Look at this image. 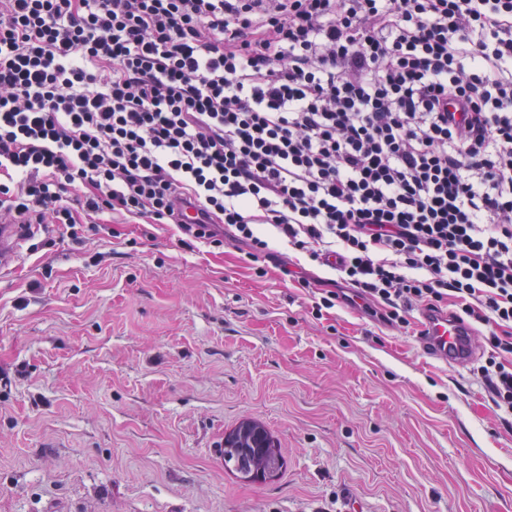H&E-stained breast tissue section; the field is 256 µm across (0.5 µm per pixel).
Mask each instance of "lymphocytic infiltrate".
Instances as JSON below:
<instances>
[{
	"mask_svg": "<svg viewBox=\"0 0 512 512\" xmlns=\"http://www.w3.org/2000/svg\"><path fill=\"white\" fill-rule=\"evenodd\" d=\"M1 213L259 277L289 248L399 325L455 305L512 415V0H0Z\"/></svg>",
	"mask_w": 512,
	"mask_h": 512,
	"instance_id": "1",
	"label": "lymphocytic infiltrate"
}]
</instances>
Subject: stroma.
<instances>
[{
	"mask_svg": "<svg viewBox=\"0 0 512 512\" xmlns=\"http://www.w3.org/2000/svg\"><path fill=\"white\" fill-rule=\"evenodd\" d=\"M170 224L39 226L0 277V512H512V422L408 325ZM253 420L284 465L214 454Z\"/></svg>",
	"mask_w": 512,
	"mask_h": 512,
	"instance_id": "obj_1",
	"label": "stroma"
}]
</instances>
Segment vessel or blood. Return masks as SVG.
<instances>
[{
  "instance_id": "obj_1",
  "label": "vessel or blood",
  "mask_w": 512,
  "mask_h": 512,
  "mask_svg": "<svg viewBox=\"0 0 512 512\" xmlns=\"http://www.w3.org/2000/svg\"><path fill=\"white\" fill-rule=\"evenodd\" d=\"M23 236L19 225H0V275L17 260L18 243ZM421 349L430 358L461 368L476 356L474 329L449 313L426 310L422 313Z\"/></svg>"
}]
</instances>
